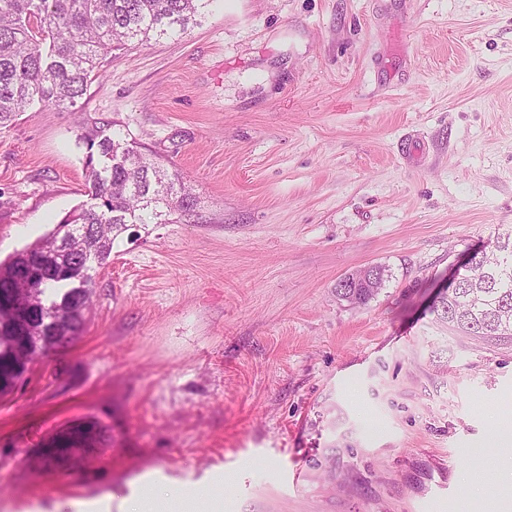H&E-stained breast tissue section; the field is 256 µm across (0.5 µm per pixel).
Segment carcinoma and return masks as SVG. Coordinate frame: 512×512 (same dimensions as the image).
<instances>
[{"instance_id":"carcinoma-1","label":"carcinoma","mask_w":512,"mask_h":512,"mask_svg":"<svg viewBox=\"0 0 512 512\" xmlns=\"http://www.w3.org/2000/svg\"><path fill=\"white\" fill-rule=\"evenodd\" d=\"M209 0H0V128L26 106L67 110L85 93L102 60L136 39L148 42L184 32ZM90 201L22 252L0 262V300L9 299L18 275L40 299L29 310V333L0 329V396L27 381L32 366L83 331L93 305V265L106 264L117 237L130 224L179 223L196 199L176 172L137 146L105 137L86 140ZM434 312L453 330L488 341L512 339V242L474 253V265ZM30 349L28 363L11 357ZM105 435L85 424L55 435L42 448L48 462L75 459L91 439Z\"/></svg>"}]
</instances>
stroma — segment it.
I'll use <instances>...</instances> for the list:
<instances>
[{"label":"stroma","instance_id":"obj_1","mask_svg":"<svg viewBox=\"0 0 512 512\" xmlns=\"http://www.w3.org/2000/svg\"><path fill=\"white\" fill-rule=\"evenodd\" d=\"M78 106L0 129L1 261L88 201V136L159 157L201 220L120 235L78 340L0 399V512L512 496V343L429 310L465 253L512 237V0H213L113 52ZM373 264V299L337 298ZM76 423L109 436L93 466L43 464Z\"/></svg>","mask_w":512,"mask_h":512}]
</instances>
